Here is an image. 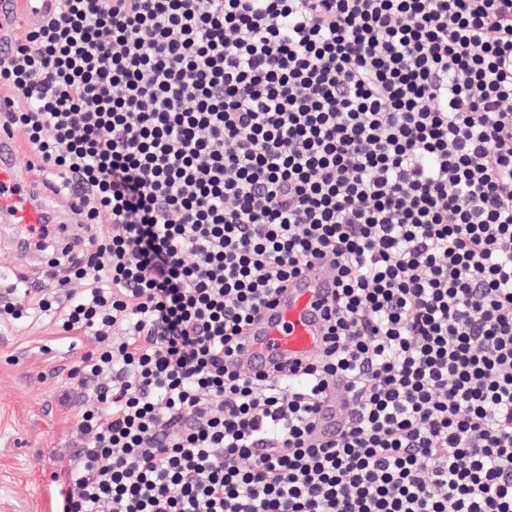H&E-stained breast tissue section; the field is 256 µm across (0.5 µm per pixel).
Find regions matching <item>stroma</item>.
I'll use <instances>...</instances> for the list:
<instances>
[{
  "label": "stroma",
  "instance_id": "stroma-1",
  "mask_svg": "<svg viewBox=\"0 0 512 512\" xmlns=\"http://www.w3.org/2000/svg\"><path fill=\"white\" fill-rule=\"evenodd\" d=\"M93 347L46 316L0 327V512H51L48 486L69 465L80 404L68 373Z\"/></svg>",
  "mask_w": 512,
  "mask_h": 512
}]
</instances>
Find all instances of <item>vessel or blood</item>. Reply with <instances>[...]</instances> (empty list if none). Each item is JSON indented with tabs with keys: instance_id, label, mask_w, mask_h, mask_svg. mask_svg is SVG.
<instances>
[{
	"instance_id": "1",
	"label": "vessel or blood",
	"mask_w": 512,
	"mask_h": 512,
	"mask_svg": "<svg viewBox=\"0 0 512 512\" xmlns=\"http://www.w3.org/2000/svg\"><path fill=\"white\" fill-rule=\"evenodd\" d=\"M25 2L24 15H17V2ZM57 0H0V50L9 42V29L16 17L35 27L50 16ZM74 201L58 195L46 198L28 171L20 168L14 133L0 127V222L7 224L14 239H28L32 227L67 224ZM336 291L326 266L314 263L292 278L271 304L261 309L248 328L240 360L252 373L288 370L294 364L319 355L323 349L324 316ZM350 398L336 386L322 404L314 435L318 440L335 438L344 423Z\"/></svg>"
}]
</instances>
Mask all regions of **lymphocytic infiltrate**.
<instances>
[{"instance_id":"1","label":"lymphocytic infiltrate","mask_w":512,"mask_h":512,"mask_svg":"<svg viewBox=\"0 0 512 512\" xmlns=\"http://www.w3.org/2000/svg\"><path fill=\"white\" fill-rule=\"evenodd\" d=\"M58 2L0 53L87 234L0 302L98 343L58 512H512V0ZM317 260L323 353L226 368ZM349 405L350 398L346 389L341 384L336 385L322 404L318 414L314 430L318 440L329 441L335 438L344 423Z\"/></svg>"}]
</instances>
